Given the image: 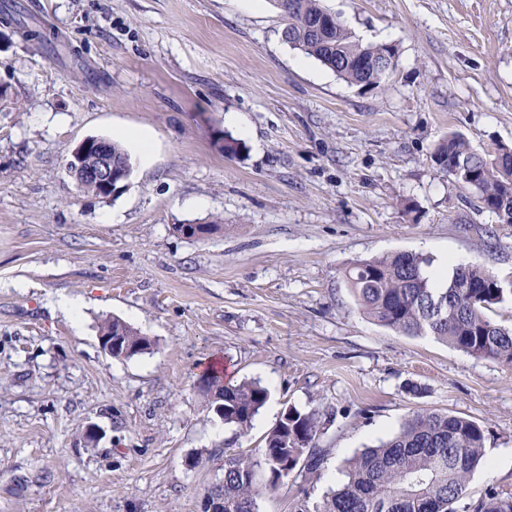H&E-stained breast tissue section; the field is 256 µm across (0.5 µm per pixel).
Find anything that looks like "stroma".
Here are the masks:
<instances>
[{"instance_id": "obj_1", "label": "stroma", "mask_w": 512, "mask_h": 512, "mask_svg": "<svg viewBox=\"0 0 512 512\" xmlns=\"http://www.w3.org/2000/svg\"><path fill=\"white\" fill-rule=\"evenodd\" d=\"M322 4L395 47L380 87L284 43L273 0H0L41 32L0 30V512H214L229 455L259 512H315L422 410L485 428L457 512L512 495V366L378 325L346 279L408 251L512 281V224L430 159L451 133L512 147V0ZM119 128L150 161L116 197L81 191L69 152ZM115 318L152 351L106 354ZM213 360L269 391L247 431L198 390ZM291 406L318 413L324 460L273 484L264 442Z\"/></svg>"}]
</instances>
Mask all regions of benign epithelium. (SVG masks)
I'll return each mask as SVG.
<instances>
[{"mask_svg": "<svg viewBox=\"0 0 512 512\" xmlns=\"http://www.w3.org/2000/svg\"><path fill=\"white\" fill-rule=\"evenodd\" d=\"M66 168L77 186L91 183L98 187L104 198L122 192L131 174L129 160L120 163L112 161L108 140L97 137H87L79 142L71 151ZM100 345L104 352L114 358H123L132 352L120 338L102 336Z\"/></svg>", "mask_w": 512, "mask_h": 512, "instance_id": "7a95c632", "label": "benign epithelium"}]
</instances>
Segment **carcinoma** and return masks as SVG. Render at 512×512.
Masks as SVG:
<instances>
[{
	"mask_svg": "<svg viewBox=\"0 0 512 512\" xmlns=\"http://www.w3.org/2000/svg\"><path fill=\"white\" fill-rule=\"evenodd\" d=\"M286 23L282 41L319 61L344 81L363 86L376 77L389 53L385 45H364L336 21L319 36L308 31L312 19L328 10L321 0H275ZM503 157L474 151L459 135H450L435 148L431 159L450 175L462 166L476 175L474 186L487 211L512 218V148ZM430 259L418 253H397L363 260L347 274L360 310L379 325L407 336H433L476 358L512 365V328L492 320L487 311L502 302L512 288L497 287L496 277L477 265L459 266L438 285L426 275ZM100 335L122 336L151 351V340L129 324L112 319ZM200 392L211 406L224 405V423L248 429L266 403L268 389L251 381L224 383L215 369L200 376ZM321 434L314 412L294 407L286 411L265 438L264 463L273 479L282 471L322 461L316 442ZM483 426L471 419L439 411L415 412L390 439L367 448L344 468L346 480L330 491L316 512H455L474 470L481 463ZM259 489L253 465L241 457L224 460V512H257ZM473 512H512V496L495 492L473 506Z\"/></svg>",
	"mask_w": 512,
	"mask_h": 512,
	"instance_id": "cac0c4a2",
	"label": "carcinoma"
}]
</instances>
